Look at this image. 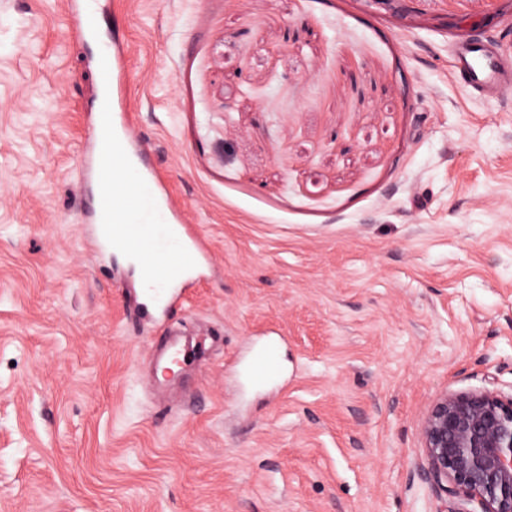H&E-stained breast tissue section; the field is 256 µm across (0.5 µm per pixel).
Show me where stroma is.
I'll return each instance as SVG.
<instances>
[{
  "mask_svg": "<svg viewBox=\"0 0 512 512\" xmlns=\"http://www.w3.org/2000/svg\"><path fill=\"white\" fill-rule=\"evenodd\" d=\"M0 0V512H440L421 422L512 395V0ZM129 45L137 142L214 266L160 323L77 222L95 63ZM280 330L279 382L240 359ZM456 73L475 92L512 88V74L503 53L489 43L469 42L456 52Z\"/></svg>",
  "mask_w": 512,
  "mask_h": 512,
  "instance_id": "1",
  "label": "stroma"
}]
</instances>
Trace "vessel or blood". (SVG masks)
<instances>
[{
	"instance_id": "b4317fda",
	"label": "vessel or blood",
	"mask_w": 512,
	"mask_h": 512,
	"mask_svg": "<svg viewBox=\"0 0 512 512\" xmlns=\"http://www.w3.org/2000/svg\"><path fill=\"white\" fill-rule=\"evenodd\" d=\"M122 56L104 54L101 73L112 76V90L103 94L91 117L92 146L81 165V184L93 199L79 221L89 230L97 249L113 241L132 248L137 256L142 309L166 317L182 306L193 286V274L213 263L210 246L181 201L173 196L161 174L135 157L133 115L117 111L123 101ZM456 73L474 91L512 88V65L490 44L469 42L456 52ZM279 341L269 338L252 351L246 367L248 380L265 386L279 379Z\"/></svg>"
}]
</instances>
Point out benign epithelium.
<instances>
[{
	"label": "benign epithelium",
	"instance_id": "7a95c632",
	"mask_svg": "<svg viewBox=\"0 0 512 512\" xmlns=\"http://www.w3.org/2000/svg\"><path fill=\"white\" fill-rule=\"evenodd\" d=\"M420 431L425 473L436 492L457 500L449 512H512V396L445 392Z\"/></svg>",
	"mask_w": 512,
	"mask_h": 512
}]
</instances>
